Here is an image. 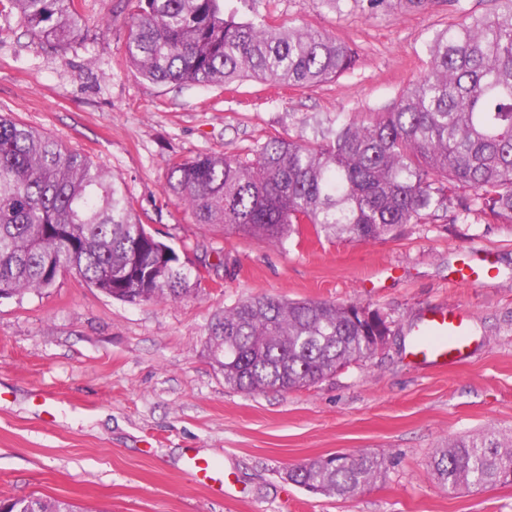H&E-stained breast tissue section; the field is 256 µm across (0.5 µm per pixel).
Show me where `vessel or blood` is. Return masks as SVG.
<instances>
[{
  "mask_svg": "<svg viewBox=\"0 0 512 512\" xmlns=\"http://www.w3.org/2000/svg\"><path fill=\"white\" fill-rule=\"evenodd\" d=\"M415 334V360L433 366L456 363L472 342L468 316L462 309L429 310L417 325ZM189 468L202 486L212 491L223 490L224 482L209 461L191 459Z\"/></svg>",
  "mask_w": 512,
  "mask_h": 512,
  "instance_id": "vessel-or-blood-1",
  "label": "vessel or blood"
}]
</instances>
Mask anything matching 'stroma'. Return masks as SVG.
<instances>
[{
	"instance_id": "35a3bbf8",
	"label": "stroma",
	"mask_w": 512,
	"mask_h": 512,
	"mask_svg": "<svg viewBox=\"0 0 512 512\" xmlns=\"http://www.w3.org/2000/svg\"><path fill=\"white\" fill-rule=\"evenodd\" d=\"M251 20L323 30L357 55L353 71L284 90L249 80L158 85L124 56L133 0H79L84 23L65 53L0 13V113L89 157L123 181L137 215L210 276L177 301L128 303L72 273L0 298V498L43 496L76 512H512V485L448 492L429 461L440 443L512 431V220L475 205L377 241L281 244L195 223L164 192L170 160L245 153L268 135H310L337 113L390 109L428 71L433 36L497 0H394L341 11L313 0H226ZM493 256L480 284L455 274L473 249ZM357 301L382 312L390 342L307 388L244 393L224 383L209 325L238 300ZM433 307L470 314L473 344L453 367L410 357ZM379 452L386 477L356 497L313 494L286 468L322 455ZM195 453L227 470L215 494L185 466Z\"/></svg>"
}]
</instances>
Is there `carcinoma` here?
Returning a JSON list of instances; mask_svg holds the SVG:
<instances>
[{
    "label": "carcinoma",
    "mask_w": 512,
    "mask_h": 512,
    "mask_svg": "<svg viewBox=\"0 0 512 512\" xmlns=\"http://www.w3.org/2000/svg\"><path fill=\"white\" fill-rule=\"evenodd\" d=\"M435 35L429 70L394 106L368 120L336 118L307 140L280 135L244 157L202 153L170 164L165 192L198 224L271 243L301 235L385 240L472 193L512 220V0ZM47 46L62 49L82 16L74 0H0ZM124 55L153 83L230 87L245 79L310 88L351 71L356 53L312 28L239 21L224 0H137ZM72 272L117 300H179L201 284L181 251L134 212L123 183L90 158L0 114V298L55 285ZM357 302L247 298L210 325L224 384L242 392L315 384L375 350ZM432 475L450 491L512 485V433L448 440ZM385 457L363 451L288 469L303 488L341 499L384 475ZM0 512H74L31 496Z\"/></svg>",
    "instance_id": "cac0c4a2"
}]
</instances>
